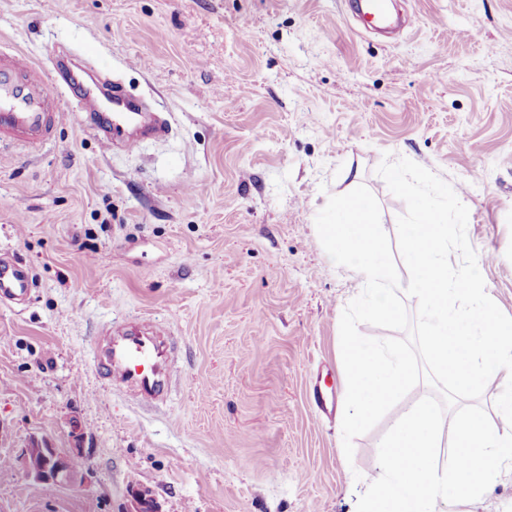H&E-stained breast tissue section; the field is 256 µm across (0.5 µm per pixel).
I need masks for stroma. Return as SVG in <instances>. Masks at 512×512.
<instances>
[{
    "label": "stroma",
    "instance_id": "1",
    "mask_svg": "<svg viewBox=\"0 0 512 512\" xmlns=\"http://www.w3.org/2000/svg\"><path fill=\"white\" fill-rule=\"evenodd\" d=\"M392 39L344 0H0V50L51 70L89 54L170 122L104 151L75 112L51 143L0 149V253L29 268L0 302V458L81 446L47 493L0 468V512H356L417 384L343 450L340 319L360 293L315 218L366 186L397 238L405 203L377 172L408 158L453 189L485 288L512 317V0H400ZM176 344L168 401L143 408L94 369L110 324ZM512 512V467L480 502ZM128 497L129 505L126 512H161L160 504L148 490L132 487Z\"/></svg>",
    "mask_w": 512,
    "mask_h": 512
}]
</instances>
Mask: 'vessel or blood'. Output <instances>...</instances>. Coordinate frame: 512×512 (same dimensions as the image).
Segmentation results:
<instances>
[{
	"mask_svg": "<svg viewBox=\"0 0 512 512\" xmlns=\"http://www.w3.org/2000/svg\"><path fill=\"white\" fill-rule=\"evenodd\" d=\"M348 10L364 30L374 34L391 37L404 27L402 14L391 9L389 0H349ZM71 110L83 114L107 151L117 134H127L126 144L131 147L141 135L159 138L168 132L166 119L143 112L123 90H106L88 65H78L63 82L52 83L36 64L0 51L1 145H44ZM33 286L34 277L27 268L0 254V300L25 303ZM172 351L165 329L150 321H135L103 330L95 341L94 359L98 375L108 384L156 407L170 392Z\"/></svg>",
	"mask_w": 512,
	"mask_h": 512,
	"instance_id": "1",
	"label": "vessel or blood"
}]
</instances>
